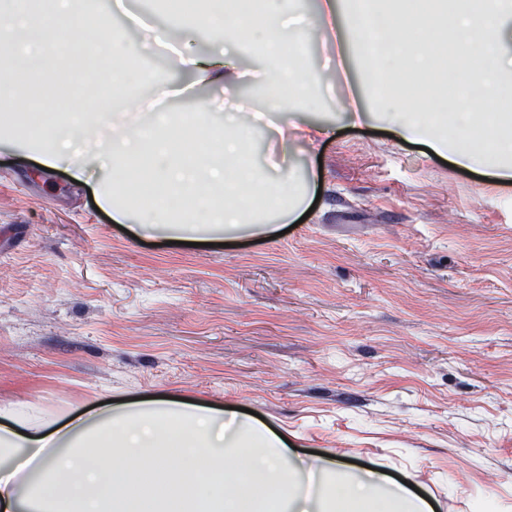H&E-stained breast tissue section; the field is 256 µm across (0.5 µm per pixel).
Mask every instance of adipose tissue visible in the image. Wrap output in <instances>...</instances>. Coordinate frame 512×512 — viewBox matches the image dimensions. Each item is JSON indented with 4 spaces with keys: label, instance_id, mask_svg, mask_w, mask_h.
<instances>
[{
    "label": "adipose tissue",
    "instance_id": "adipose-tissue-1",
    "mask_svg": "<svg viewBox=\"0 0 512 512\" xmlns=\"http://www.w3.org/2000/svg\"><path fill=\"white\" fill-rule=\"evenodd\" d=\"M200 0H187L176 20L197 32H222L225 47L199 54L176 47L173 69L194 85L234 89L246 82L235 53L242 43L261 45L263 109L231 108L213 99L204 112H166L154 134H127L117 116V98L127 80L141 78L140 52L128 49L117 69L103 78L101 111L113 115L115 131L104 163L112 174L103 204L112 220L145 231L156 224L189 231L212 224L225 234L259 222L265 232L297 220L308 193L277 162L257 164L246 152V131L271 122L288 103L314 102L325 73L308 79L288 56L305 31L330 37L336 29L333 0L314 15L298 0H225L224 17ZM382 53L370 69L390 68L398 82L412 71L432 72L447 54L464 60L466 99L449 103L453 133L437 129L426 108L407 94L378 100L384 122L401 139L426 144L457 166L492 168L512 179V141L497 137L512 104V0H386L380 18ZM135 424L103 409L62 427L10 414L0 423V512H428L430 504L380 474L343 473L336 463L316 465L319 481L306 493L290 463L291 448L270 428L185 402L156 400L135 409ZM245 478L225 492L228 471ZM153 470L167 497H118L143 470Z\"/></svg>",
    "mask_w": 512,
    "mask_h": 512
}]
</instances>
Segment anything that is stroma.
Returning <instances> with one entry per match:
<instances>
[{"label": "stroma", "mask_w": 512, "mask_h": 512, "mask_svg": "<svg viewBox=\"0 0 512 512\" xmlns=\"http://www.w3.org/2000/svg\"><path fill=\"white\" fill-rule=\"evenodd\" d=\"M330 125L288 166L321 184L290 232L136 234L100 186L0 132V411L66 422L153 398L246 408L300 456L386 472L435 512H512V181L398 139L335 50Z\"/></svg>", "instance_id": "obj_1"}]
</instances>
